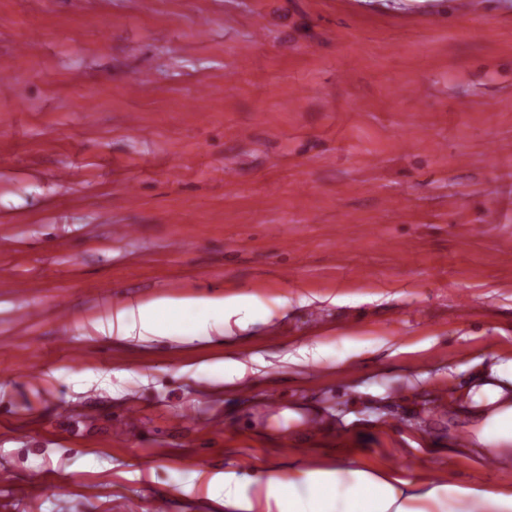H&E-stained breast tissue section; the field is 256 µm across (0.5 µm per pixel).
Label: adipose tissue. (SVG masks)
Here are the masks:
<instances>
[{"mask_svg":"<svg viewBox=\"0 0 512 512\" xmlns=\"http://www.w3.org/2000/svg\"><path fill=\"white\" fill-rule=\"evenodd\" d=\"M180 312L196 314L191 334L204 340L234 326L246 329L251 322L249 306L238 296L159 298L117 310L108 333L122 340L161 336L168 330L169 316ZM213 312L222 313V322L208 321ZM465 405L471 419L468 446L475 462L494 458L512 466V378L472 387ZM302 475L298 482L278 468H267L255 481L254 495L225 498L224 512H512V487L430 480L388 466L372 470L355 459L308 464Z\"/></svg>","mask_w":512,"mask_h":512,"instance_id":"obj_1","label":"adipose tissue"}]
</instances>
